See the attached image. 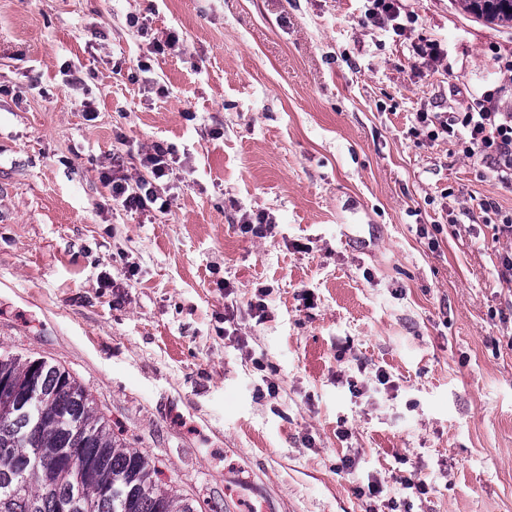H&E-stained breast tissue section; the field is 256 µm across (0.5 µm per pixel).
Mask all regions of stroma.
Returning a JSON list of instances; mask_svg holds the SVG:
<instances>
[{"label":"stroma","instance_id":"1","mask_svg":"<svg viewBox=\"0 0 512 512\" xmlns=\"http://www.w3.org/2000/svg\"><path fill=\"white\" fill-rule=\"evenodd\" d=\"M403 7L398 37L364 0H0V348L69 371L204 512H512V241L483 210L512 188L411 133L512 113V28ZM156 142L173 205L126 212L100 172ZM412 48L414 54L434 71H439V68L447 69L448 52L445 51L439 40H422L419 44H414ZM240 223V228L244 233L262 234L263 231L271 233L276 222L268 213L259 212L243 214Z\"/></svg>","mask_w":512,"mask_h":512}]
</instances>
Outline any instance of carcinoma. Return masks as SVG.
I'll return each instance as SVG.
<instances>
[{
    "mask_svg": "<svg viewBox=\"0 0 512 512\" xmlns=\"http://www.w3.org/2000/svg\"><path fill=\"white\" fill-rule=\"evenodd\" d=\"M466 14L512 27V0H455ZM0 512H83L78 486L94 512H198L159 478L147 455L119 443L95 414L91 394L58 365L0 350ZM66 448L98 461L89 472L60 465Z\"/></svg>",
    "mask_w": 512,
    "mask_h": 512,
    "instance_id": "cac0c4a2",
    "label": "carcinoma"
}]
</instances>
